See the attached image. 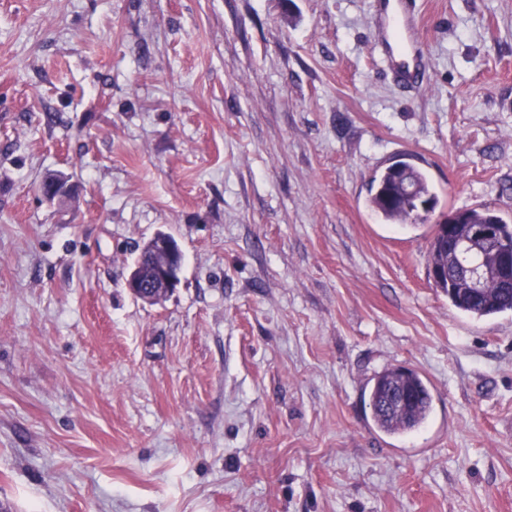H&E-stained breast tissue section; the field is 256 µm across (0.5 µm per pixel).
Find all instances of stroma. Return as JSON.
<instances>
[{
	"instance_id": "stroma-1",
	"label": "stroma",
	"mask_w": 512,
	"mask_h": 512,
	"mask_svg": "<svg viewBox=\"0 0 512 512\" xmlns=\"http://www.w3.org/2000/svg\"><path fill=\"white\" fill-rule=\"evenodd\" d=\"M417 10L408 94L373 0H0V512H512V311L367 203L403 159L512 220V0ZM398 366L434 406L394 438L363 394ZM386 69L394 80L400 83H413L418 77V70L422 65V57L417 48L406 51L401 46L394 51L392 46L385 42L380 46ZM156 254H166V263H158ZM183 255L177 242L166 233H157L140 250L134 268L127 280L126 288L136 299L153 303L157 298L171 295L180 283Z\"/></svg>"
}]
</instances>
